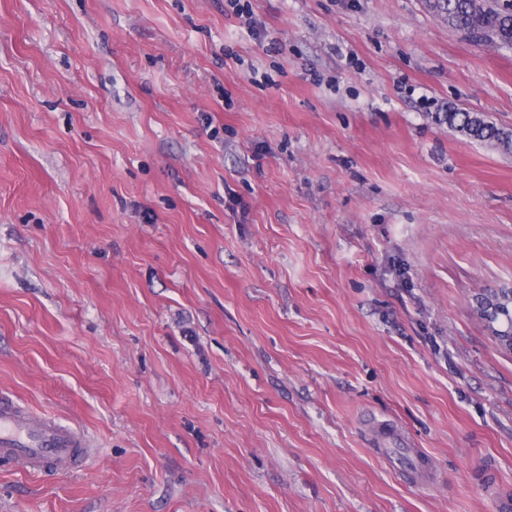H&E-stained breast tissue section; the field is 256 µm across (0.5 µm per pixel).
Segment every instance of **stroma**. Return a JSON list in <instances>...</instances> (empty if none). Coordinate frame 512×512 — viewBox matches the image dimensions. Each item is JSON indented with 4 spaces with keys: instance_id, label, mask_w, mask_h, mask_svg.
Returning a JSON list of instances; mask_svg holds the SVG:
<instances>
[{
    "instance_id": "stroma-1",
    "label": "stroma",
    "mask_w": 512,
    "mask_h": 512,
    "mask_svg": "<svg viewBox=\"0 0 512 512\" xmlns=\"http://www.w3.org/2000/svg\"><path fill=\"white\" fill-rule=\"evenodd\" d=\"M0 0V512H500L512 50L422 0ZM435 460L400 474V450ZM448 126L454 127L472 139L480 142H489L506 151H511L512 132L499 128L493 122L477 118L471 112H448ZM499 300L490 303L483 296L485 289H481L472 296V310L487 330L498 337L499 345L506 351L512 352V320L508 321L507 329L500 330L499 315L504 307L502 302L510 303L512 307V281L502 282L497 288ZM86 446L72 430L50 421L33 422L0 401V457L21 462H51L63 466Z\"/></svg>"
}]
</instances>
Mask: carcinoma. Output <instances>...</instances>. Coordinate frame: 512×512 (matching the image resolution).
Instances as JSON below:
<instances>
[{"instance_id": "cac0c4a2", "label": "carcinoma", "mask_w": 512, "mask_h": 512, "mask_svg": "<svg viewBox=\"0 0 512 512\" xmlns=\"http://www.w3.org/2000/svg\"><path fill=\"white\" fill-rule=\"evenodd\" d=\"M427 10L448 27L472 38L512 50V0H425ZM448 126L472 139L512 149V132L471 112L448 113Z\"/></svg>"}]
</instances>
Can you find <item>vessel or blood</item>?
Returning <instances> with one entry per match:
<instances>
[{"mask_svg":"<svg viewBox=\"0 0 512 512\" xmlns=\"http://www.w3.org/2000/svg\"><path fill=\"white\" fill-rule=\"evenodd\" d=\"M82 445L72 430L50 421H31L0 401V457L62 466L78 455Z\"/></svg>","mask_w":512,"mask_h":512,"instance_id":"obj_1","label":"vessel or blood"}]
</instances>
